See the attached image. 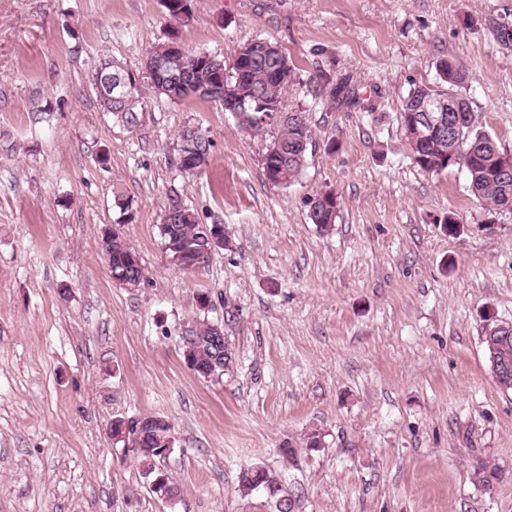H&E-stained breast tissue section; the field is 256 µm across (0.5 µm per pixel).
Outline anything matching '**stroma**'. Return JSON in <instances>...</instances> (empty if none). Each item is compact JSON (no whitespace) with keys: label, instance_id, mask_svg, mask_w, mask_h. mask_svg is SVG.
Here are the masks:
<instances>
[{"label":"stroma","instance_id":"obj_1","mask_svg":"<svg viewBox=\"0 0 512 512\" xmlns=\"http://www.w3.org/2000/svg\"><path fill=\"white\" fill-rule=\"evenodd\" d=\"M192 11L174 31L162 0H0V512H267L239 492L256 465L297 492L296 512H512V392L480 340L485 314L512 322V215L485 223L464 168L421 170L399 114L454 58L484 131L512 153V0ZM173 31L227 61L249 40L283 48L295 71L283 109L313 132L297 181L268 182L267 136L219 103L158 94L145 56ZM105 58L139 82L136 128L99 108L90 77ZM342 83L359 103L333 96ZM187 125L212 141L195 174L177 160ZM117 189L133 201L136 288L100 249ZM320 190L341 203L328 232L306 206ZM172 194L230 239L204 267L164 250ZM206 322L236 356L219 377L184 356ZM147 416L171 424L156 463L171 499L112 439L113 420ZM482 466L496 472L484 485Z\"/></svg>","mask_w":512,"mask_h":512}]
</instances>
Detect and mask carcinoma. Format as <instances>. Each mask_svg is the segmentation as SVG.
Instances as JSON below:
<instances>
[{
	"label": "carcinoma",
	"instance_id": "1",
	"mask_svg": "<svg viewBox=\"0 0 512 512\" xmlns=\"http://www.w3.org/2000/svg\"><path fill=\"white\" fill-rule=\"evenodd\" d=\"M253 47V41H246L234 49L231 66H226L224 60L215 58L205 59V53L184 51L181 60L174 65L164 63V45H158L149 51L153 61L164 65L167 81L155 83L158 93L174 103L187 99H199L218 102L222 105L233 99L250 106L252 120L247 130L262 133L271 125H276L277 132L271 135L269 142L281 141L284 154L279 159L281 179L280 185H288L296 181L302 174L307 155L298 158L291 147L299 139L313 140V134L304 113L293 112L288 122L279 123L278 118L283 113V98L292 79V66L288 56L280 47H275L272 54L261 58L258 62L245 68L241 64V55L248 53ZM221 71L224 79L222 94L215 95L203 90L210 85V78L216 71ZM437 72L441 85L433 88L427 85L413 88L402 100L400 116L403 129H408L411 113L425 103L428 108H434L442 101L448 102V109L458 110L462 125L464 147L474 148V160L462 164L468 177V190L471 196L481 204H488L490 216L485 223L495 221L498 207L504 201H512V172L497 171L502 151L499 146L488 148L480 142L490 139V136L479 127L478 117L471 109L467 99L460 89L467 83L469 74L463 65L454 59H443L437 64ZM103 111L112 114V121L129 129L138 125L145 112L141 93L135 91L121 99L99 98ZM423 136L406 137L407 144L415 163L426 169V157L436 152L437 142L428 137L429 129L418 124ZM115 206L122 214L121 223L130 224L135 219L133 200L124 192H113ZM315 202L309 207V218L317 227L326 231L339 218L341 206L336 194L329 191H318L312 194L307 202ZM176 208L173 223L167 222V215H162L161 232L164 244H169L174 237H179L188 243L196 253L202 255L209 247L204 234L199 230L200 222L194 210L186 205L180 196L170 197L164 210ZM500 361L507 364V369L501 371L496 383L503 390H512V338L501 343L498 349ZM147 435L153 442V451L138 453L144 474L149 476L155 472V462L163 458L162 449L171 441L170 428L156 421L147 422ZM240 491L249 496L255 492L266 497L273 512H294L296 500L288 491L280 478L263 466H255L243 471L239 476Z\"/></svg>",
	"mask_w": 512,
	"mask_h": 512
}]
</instances>
